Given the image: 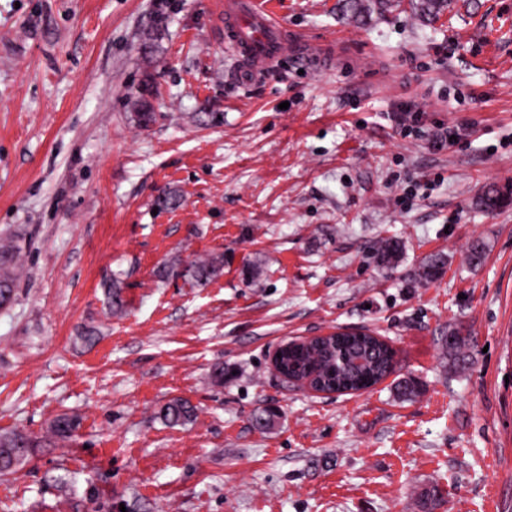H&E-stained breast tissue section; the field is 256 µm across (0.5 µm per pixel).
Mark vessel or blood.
Returning <instances> with one entry per match:
<instances>
[{
  "label": "vessel or blood",
  "instance_id": "vessel-or-blood-1",
  "mask_svg": "<svg viewBox=\"0 0 512 512\" xmlns=\"http://www.w3.org/2000/svg\"><path fill=\"white\" fill-rule=\"evenodd\" d=\"M224 43L256 76L288 55L291 41L260 0H226Z\"/></svg>",
  "mask_w": 512,
  "mask_h": 512
}]
</instances>
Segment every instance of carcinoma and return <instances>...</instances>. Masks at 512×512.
<instances>
[{
	"label": "carcinoma",
	"instance_id": "cac0c4a2",
	"mask_svg": "<svg viewBox=\"0 0 512 512\" xmlns=\"http://www.w3.org/2000/svg\"><path fill=\"white\" fill-rule=\"evenodd\" d=\"M404 0H342L340 7L357 16L370 14L371 11L399 9ZM409 9L422 21L434 22L449 7L448 0H409ZM481 204L487 209H497L505 205L501 192L490 186L480 197ZM373 249L375 257L384 267H393L402 253L399 241L392 238L378 240ZM446 260L440 254L432 255L419 267L418 279L429 281L441 273ZM224 272V254L212 253L196 257L184 268L163 267L159 277L182 276L202 286L219 278ZM20 276L19 249L13 241L0 239V308L13 303L16 296L17 281ZM111 301L113 311L123 308L119 281L110 279L103 284ZM466 346L463 327L457 325L443 338L442 350L445 355L458 356ZM396 359L389 350L373 335L360 332H342L334 336L315 339L307 344L291 348L282 354L277 363V372L286 377H312L322 388L328 391L357 390L375 385L395 373ZM195 415V407L186 399L173 398L158 407L156 417L169 426H183ZM80 419L74 414L63 413L54 418L40 438H33L20 431L0 433V474L15 471V467L28 459L35 448L54 445L71 438L78 430Z\"/></svg>",
	"mask_w": 512,
	"mask_h": 512
}]
</instances>
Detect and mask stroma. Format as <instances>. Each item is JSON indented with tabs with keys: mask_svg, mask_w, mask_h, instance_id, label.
<instances>
[{
	"mask_svg": "<svg viewBox=\"0 0 512 512\" xmlns=\"http://www.w3.org/2000/svg\"><path fill=\"white\" fill-rule=\"evenodd\" d=\"M224 2L0 0V237L25 258L0 310V431L80 418L0 476V512H423L428 494L512 512V203L480 204L512 194V0L431 24L272 0L305 52L250 81ZM442 127L461 136L439 149ZM391 236L388 270L371 246ZM211 252L208 285L157 275ZM435 253L441 275L416 279ZM457 324L461 361L441 351ZM339 328L390 343L394 378L324 394L273 370L277 346ZM173 398L188 425L157 419ZM195 415V407L186 399L173 398L158 407L156 417L169 426H183Z\"/></svg>",
	"mask_w": 512,
	"mask_h": 512,
	"instance_id": "1",
	"label": "stroma"
}]
</instances>
